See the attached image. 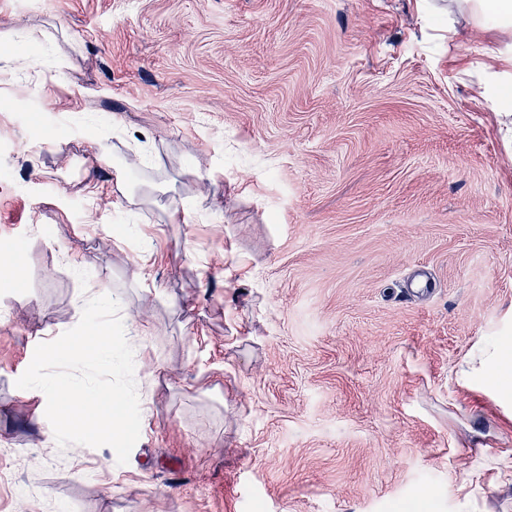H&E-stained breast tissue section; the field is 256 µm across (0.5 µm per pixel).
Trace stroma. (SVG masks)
<instances>
[{
  "label": "stroma",
  "mask_w": 512,
  "mask_h": 512,
  "mask_svg": "<svg viewBox=\"0 0 512 512\" xmlns=\"http://www.w3.org/2000/svg\"><path fill=\"white\" fill-rule=\"evenodd\" d=\"M448 5L0 0L44 33L0 41V512H512V398L458 377L512 338V47ZM112 292L123 465L15 385Z\"/></svg>",
  "instance_id": "35a3bbf8"
}]
</instances>
